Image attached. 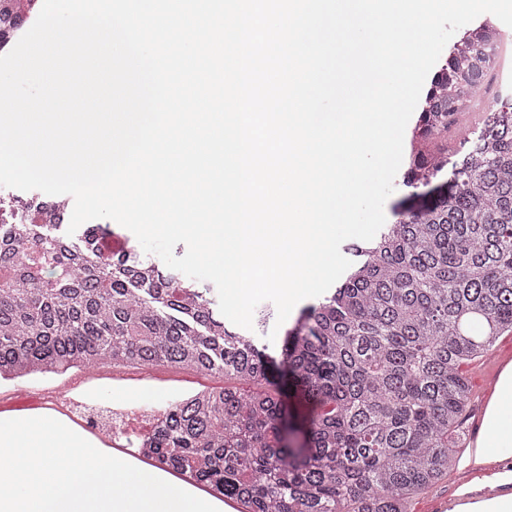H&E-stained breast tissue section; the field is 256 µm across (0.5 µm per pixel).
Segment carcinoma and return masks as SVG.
<instances>
[{
  "label": "carcinoma",
  "instance_id": "1",
  "mask_svg": "<svg viewBox=\"0 0 512 512\" xmlns=\"http://www.w3.org/2000/svg\"><path fill=\"white\" fill-rule=\"evenodd\" d=\"M496 37L488 22L464 33L412 131L404 184L447 173L443 191L350 245L336 287L286 331L285 381L184 277L112 255L93 227L95 249L54 234L62 213L44 205L51 224L0 223V379L105 363L222 373L239 385L154 410L145 458L247 512H408L466 444L464 366L512 331V104L478 95ZM469 112L481 122L467 150L428 149Z\"/></svg>",
  "mask_w": 512,
  "mask_h": 512
}]
</instances>
